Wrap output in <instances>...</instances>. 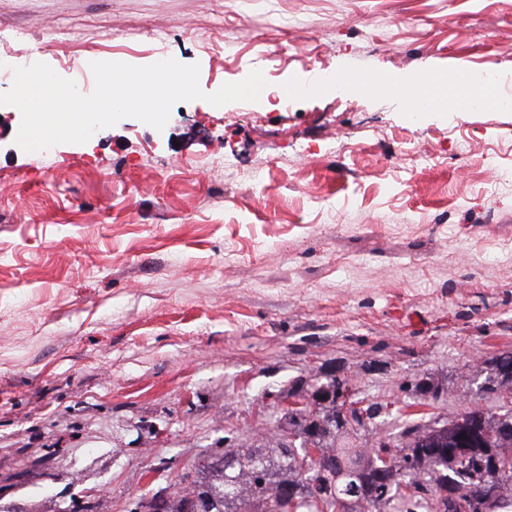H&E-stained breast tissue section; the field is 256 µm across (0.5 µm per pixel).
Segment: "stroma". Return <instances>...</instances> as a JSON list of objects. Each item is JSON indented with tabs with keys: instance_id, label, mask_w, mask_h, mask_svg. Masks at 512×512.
<instances>
[{
	"instance_id": "stroma-1",
	"label": "stroma",
	"mask_w": 512,
	"mask_h": 512,
	"mask_svg": "<svg viewBox=\"0 0 512 512\" xmlns=\"http://www.w3.org/2000/svg\"><path fill=\"white\" fill-rule=\"evenodd\" d=\"M57 31L106 45L82 70L196 62L208 94L282 42L253 63L272 88L482 68L512 92V0H0V49L68 79ZM21 120L0 105V512H133L212 449L265 444L278 398L328 374L384 406L340 448L499 412L482 363L512 352V110L347 84L180 102L163 130L125 118L47 154L16 145Z\"/></svg>"
}]
</instances>
